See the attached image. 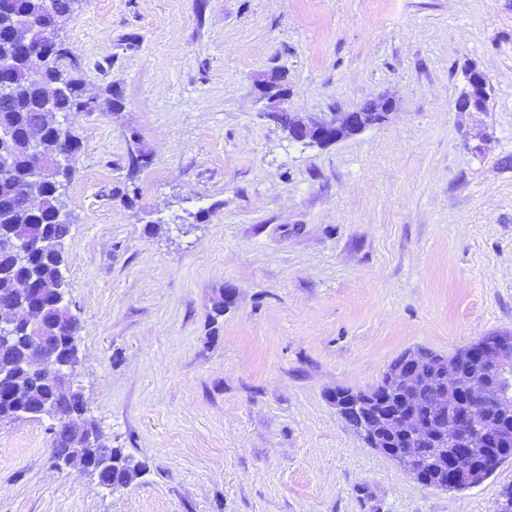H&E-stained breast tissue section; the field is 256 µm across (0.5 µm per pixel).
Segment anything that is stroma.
<instances>
[{
  "label": "stroma",
  "mask_w": 512,
  "mask_h": 512,
  "mask_svg": "<svg viewBox=\"0 0 512 512\" xmlns=\"http://www.w3.org/2000/svg\"><path fill=\"white\" fill-rule=\"evenodd\" d=\"M54 39L113 99L64 116L74 381L147 470L104 490L58 467L55 420L4 421L0 512H498L512 460L421 484L330 395L512 335V0H74ZM275 75L305 121L390 110L299 143Z\"/></svg>",
  "instance_id": "35a3bbf8"
}]
</instances>
